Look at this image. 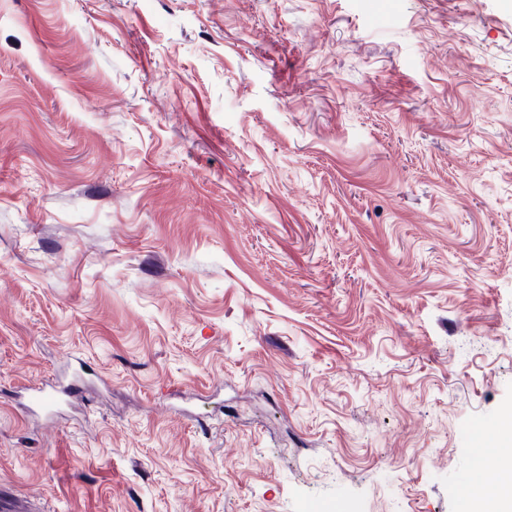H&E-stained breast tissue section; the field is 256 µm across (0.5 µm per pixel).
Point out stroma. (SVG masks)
Here are the masks:
<instances>
[{"label":"stroma","instance_id":"obj_1","mask_svg":"<svg viewBox=\"0 0 512 512\" xmlns=\"http://www.w3.org/2000/svg\"><path fill=\"white\" fill-rule=\"evenodd\" d=\"M511 413L506 0H0V488L462 512ZM72 389V383H66L63 378L56 379L44 387L31 389L26 401L20 404L21 408L25 411L35 408L48 410L54 406L65 405L72 394Z\"/></svg>","mask_w":512,"mask_h":512}]
</instances>
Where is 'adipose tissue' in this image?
Masks as SVG:
<instances>
[{
    "label": "adipose tissue",
    "instance_id": "ef3b65f1",
    "mask_svg": "<svg viewBox=\"0 0 512 512\" xmlns=\"http://www.w3.org/2000/svg\"><path fill=\"white\" fill-rule=\"evenodd\" d=\"M498 480L494 486H478L464 496L465 512H507L512 507V416L504 417L495 442Z\"/></svg>",
    "mask_w": 512,
    "mask_h": 512
}]
</instances>
